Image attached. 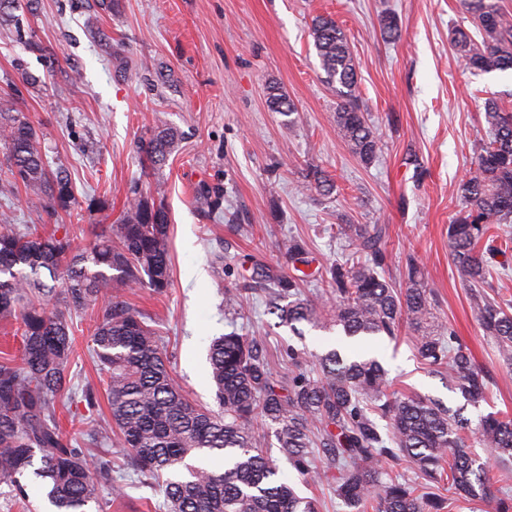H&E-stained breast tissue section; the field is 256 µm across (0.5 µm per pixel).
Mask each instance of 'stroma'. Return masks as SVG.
<instances>
[{
	"instance_id": "1",
	"label": "stroma",
	"mask_w": 512,
	"mask_h": 512,
	"mask_svg": "<svg viewBox=\"0 0 512 512\" xmlns=\"http://www.w3.org/2000/svg\"><path fill=\"white\" fill-rule=\"evenodd\" d=\"M332 16L345 31L356 63L361 105L381 143L362 164L337 136L336 94L313 47L310 26ZM393 16L399 36L381 21ZM461 0H34L21 25H0V98L28 113L50 164L68 167L76 203L59 213L75 243L110 232L132 185L161 194L169 213L172 275L165 294L126 291L154 324L172 370L190 399L214 406L206 360L209 338L234 331L257 339L274 376L316 375L289 350L375 357L393 390L462 406L448 375L419 360L413 334L346 344L340 328L280 325L263 292L243 294L237 313L224 309V288H241L254 266L289 275L279 251L302 238L316 271L301 283L305 297L323 299L318 272L350 251L340 224H384V274L400 283L407 258L416 259L432 291L435 315L451 325L489 378L488 402L465 417L512 415V365L499 357L470 306L472 288L454 265L448 226L462 205L459 185L487 136L486 97L512 93V71L473 74L453 50V26L468 24ZM105 32L111 47L92 37ZM57 57L54 72L44 59ZM23 59L43 85L15 94ZM79 81H72V74ZM294 106L270 111L267 86ZM162 116L180 140L159 174L147 177L134 142ZM336 181L333 194L302 191L309 164ZM217 194L201 196V188ZM106 196L110 210L90 202ZM92 315L78 321L76 351L67 368L74 391L93 388L97 417L109 422L105 385L87 350ZM282 476L317 499L320 512H349L331 483L301 482L284 457ZM98 512H167L164 498L139 477L122 496L105 494Z\"/></svg>"
}]
</instances>
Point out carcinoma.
Segmentation results:
<instances>
[{
	"mask_svg": "<svg viewBox=\"0 0 512 512\" xmlns=\"http://www.w3.org/2000/svg\"><path fill=\"white\" fill-rule=\"evenodd\" d=\"M475 32L453 29L450 38L467 67L512 70V12L499 0H467ZM311 34L326 81L336 92V134L352 153L370 164L379 139L360 106L358 76L344 30L330 16L313 20ZM271 111L289 116L293 104L269 87ZM488 143L481 147L469 176L462 180L464 208L449 225L452 258L474 286L485 280L480 248L495 241L500 224H512V108L491 96L484 103ZM179 134L159 119L136 153L155 171L173 152ZM0 143L10 179L0 185L9 196L19 190L43 203L46 219L21 228L0 212V319L17 323L19 360L0 359V483L8 496L30 508L33 498L51 512H90L99 506L103 485L114 493L112 455L125 459L124 475L157 482L171 512H318L314 500L298 494L262 451L264 422L288 463L302 476L312 473V448L322 477L335 481L336 496L350 512H436L440 500L420 484L391 476L386 462L408 458L426 480L442 478L448 460V491L464 500L487 499L484 463L467 449L470 421L464 406L452 409L419 395L386 394L387 370L375 357L351 359L335 349L312 357L317 377L300 373L283 385L273 377L257 341L230 332L210 339L209 377L217 409L189 399L173 377L170 358L149 317L124 299L127 288L161 294L170 286L169 216L162 201L131 189L112 234L84 247L53 219L72 209L75 193L66 172L51 168L41 138L23 112H0ZM306 190L331 193L334 182L310 165ZM338 234L354 246L350 259L328 270L326 293L336 298L328 310L304 299L296 279L259 269L250 289L269 296V311L298 336L297 324L342 327L348 338L397 337L406 322L424 364L448 368L451 389L465 406L486 401L487 381L451 327L435 323L432 289L414 259L405 265V287L381 274L386 227L339 224ZM288 260L308 264L303 244L281 242ZM48 275L47 284L42 275ZM56 297L51 306L46 297ZM478 321L504 362L512 363V315L484 292L471 293ZM97 310L88 348L106 376L115 451L89 454L65 440L57 406L72 413L84 405L82 434L101 437L94 417L97 399L88 387L72 392L66 369L75 352L73 316ZM387 419L381 432L372 414ZM476 443L512 457V417L499 412L480 418Z\"/></svg>",
	"mask_w": 512,
	"mask_h": 512,
	"instance_id": "1",
	"label": "carcinoma"
}]
</instances>
